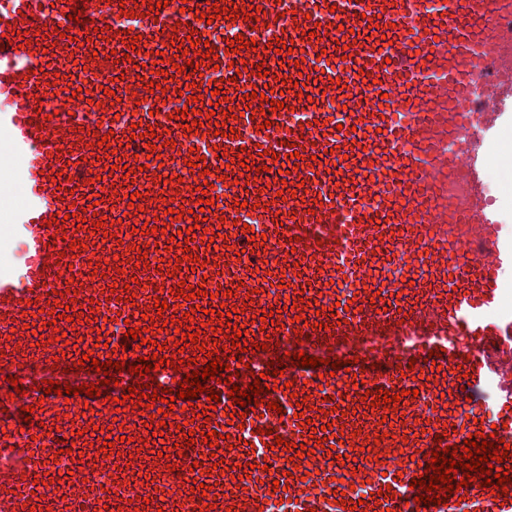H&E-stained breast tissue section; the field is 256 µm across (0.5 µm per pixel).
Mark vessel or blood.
Masks as SVG:
<instances>
[{
  "label": "vessel or blood",
  "mask_w": 512,
  "mask_h": 512,
  "mask_svg": "<svg viewBox=\"0 0 512 512\" xmlns=\"http://www.w3.org/2000/svg\"><path fill=\"white\" fill-rule=\"evenodd\" d=\"M214 2L0 6V171L28 188L8 222L27 260L0 267V512H138L148 500L164 512H270L280 497L290 512H512V492L474 481L441 504L417 503L410 485L437 447L475 433L512 446V237L485 186L486 136L512 95V28L496 23L512 0H226L223 14ZM238 35L248 45L230 52ZM325 96L342 109L315 111ZM206 183L225 197L203 207ZM185 229L190 246L172 244ZM185 280L204 295L179 297ZM227 312L254 327L248 352L233 348ZM105 317L146 329L147 342L113 333L93 348L98 361L160 354L169 389L215 351L231 384L216 385L217 404L202 393L165 415L123 379L93 398L46 393L71 373L100 383L60 337L96 339ZM181 323L197 345L184 346ZM339 342L358 348L350 369L302 367L283 349L325 357ZM277 359L262 405L230 398ZM35 368L40 383L16 392L12 377ZM486 386L499 396L490 412L470 398ZM385 390L389 405L364 399ZM183 423L195 433L184 455ZM102 427L112 451L83 455ZM149 429L160 454L141 451ZM62 449L71 474L57 489L43 474ZM197 461L204 495L181 479ZM145 469L156 479L125 490L120 476Z\"/></svg>",
  "instance_id": "vessel-or-blood-1"
}]
</instances>
